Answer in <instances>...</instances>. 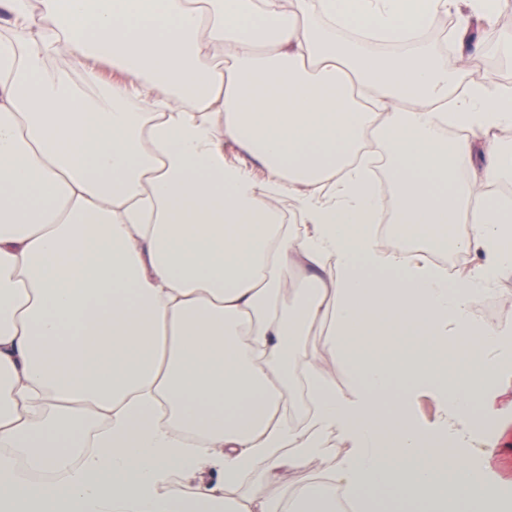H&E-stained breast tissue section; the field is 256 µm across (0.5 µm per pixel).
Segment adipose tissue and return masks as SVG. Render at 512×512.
Wrapping results in <instances>:
<instances>
[{"mask_svg":"<svg viewBox=\"0 0 512 512\" xmlns=\"http://www.w3.org/2000/svg\"><path fill=\"white\" fill-rule=\"evenodd\" d=\"M462 6L471 68V20L512 54V0H0V512H340L337 492L380 490L379 512H512V325L474 312L512 279V199L489 190L512 178V91L415 36ZM61 52L80 82L49 74ZM372 133L389 215L358 157ZM387 215L410 247L377 240ZM441 249L480 260L450 276ZM396 336L443 358H382ZM332 435L348 452L324 481L268 497Z\"/></svg>","mask_w":512,"mask_h":512,"instance_id":"1","label":"adipose tissue"}]
</instances>
